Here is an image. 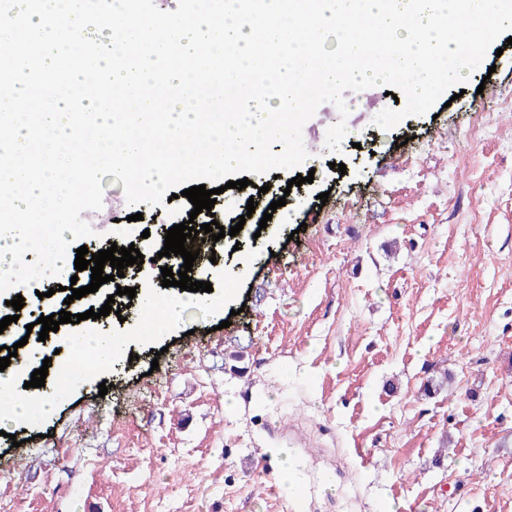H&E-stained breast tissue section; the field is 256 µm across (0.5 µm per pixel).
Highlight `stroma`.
<instances>
[{
  "instance_id": "obj_1",
  "label": "stroma",
  "mask_w": 512,
  "mask_h": 512,
  "mask_svg": "<svg viewBox=\"0 0 512 512\" xmlns=\"http://www.w3.org/2000/svg\"><path fill=\"white\" fill-rule=\"evenodd\" d=\"M462 88L390 131L385 87L345 92V117L322 104L303 128L313 182L261 233L201 247L211 292L0 436L13 512H512V45ZM292 177L224 191L218 219L268 211L261 186ZM102 186L131 237L83 245L134 243L147 259L125 285L162 287L166 209ZM81 331L22 348L13 383Z\"/></svg>"
}]
</instances>
